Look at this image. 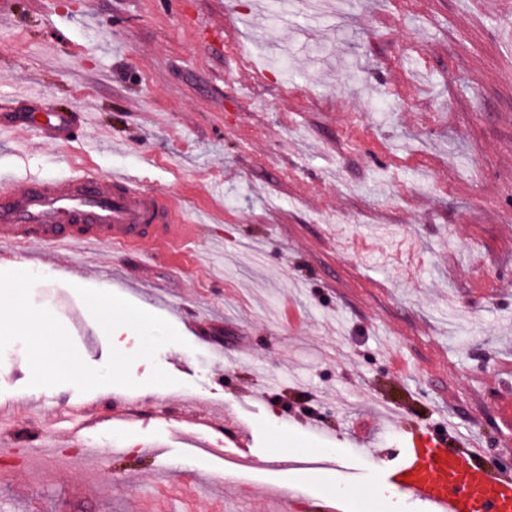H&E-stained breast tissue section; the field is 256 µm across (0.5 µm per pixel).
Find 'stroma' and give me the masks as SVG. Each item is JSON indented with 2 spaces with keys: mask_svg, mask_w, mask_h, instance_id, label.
Listing matches in <instances>:
<instances>
[{
  "mask_svg": "<svg viewBox=\"0 0 512 512\" xmlns=\"http://www.w3.org/2000/svg\"><path fill=\"white\" fill-rule=\"evenodd\" d=\"M324 2L316 16L289 0L273 23L260 0H10L0 99L29 88L90 121L65 149L17 124L0 187L119 172L167 192L197 232L149 264L107 245L90 262L0 247V271L40 275L33 304L89 366L115 341L81 286L184 339L133 363L137 388L113 387L143 415L129 432L103 417L102 390L29 387L12 343L0 512H279L254 472L198 454L178 466L179 432L251 441L262 460L284 438L363 469L367 448L446 422L481 441L489 470L512 459V0ZM156 365L175 385H147ZM190 403L216 428L187 422ZM38 434L63 462L26 459ZM290 476L306 489L290 512H324L348 484Z\"/></svg>",
  "mask_w": 512,
  "mask_h": 512,
  "instance_id": "obj_1",
  "label": "stroma"
}]
</instances>
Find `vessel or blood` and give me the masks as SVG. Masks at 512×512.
Returning <instances> with one entry per match:
<instances>
[{
    "label": "vessel or blood",
    "instance_id": "b4317fda",
    "mask_svg": "<svg viewBox=\"0 0 512 512\" xmlns=\"http://www.w3.org/2000/svg\"><path fill=\"white\" fill-rule=\"evenodd\" d=\"M27 120L41 134L66 146L86 124L84 112L43 107L27 98ZM169 195L126 176L105 177L82 169L59 178L29 179L23 191L0 187V243L37 244L48 250L110 245L125 254L151 248L171 253L179 234H192ZM451 430L425 431L402 448H372L383 479L427 512H512V469L489 474L481 446L454 448Z\"/></svg>",
    "mask_w": 512,
    "mask_h": 512
}]
</instances>
